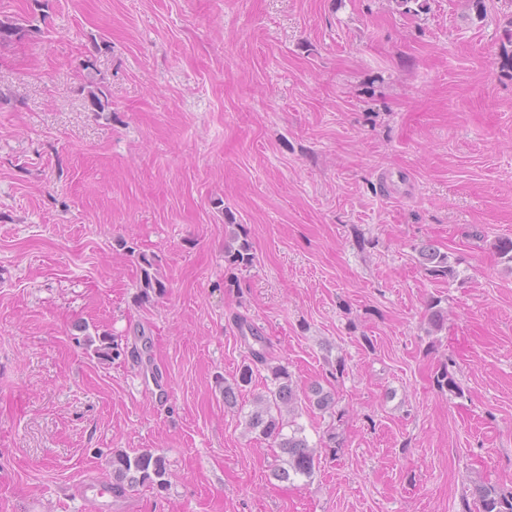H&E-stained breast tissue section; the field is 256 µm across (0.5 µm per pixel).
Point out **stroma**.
I'll return each mask as SVG.
<instances>
[{"label": "stroma", "instance_id": "1", "mask_svg": "<svg viewBox=\"0 0 512 512\" xmlns=\"http://www.w3.org/2000/svg\"><path fill=\"white\" fill-rule=\"evenodd\" d=\"M510 14L0 0L30 23L0 47V512H79L113 453L146 450L168 488L112 512H459L476 487L512 491V265L494 250L512 238ZM91 82L110 111L88 110ZM426 245L457 280L428 275ZM143 254L165 285L147 299ZM241 320L298 391L336 385L335 414L297 418L312 478L273 479L278 449L224 406ZM103 335L109 361L84 343ZM446 362L461 393L434 384ZM224 260L234 268H248L253 261L251 246L249 242L235 234L232 235V242L224 249ZM418 253L420 263L430 276L448 281H454L458 277V259L451 260L448 253L429 246L421 247Z\"/></svg>", "mask_w": 512, "mask_h": 512}]
</instances>
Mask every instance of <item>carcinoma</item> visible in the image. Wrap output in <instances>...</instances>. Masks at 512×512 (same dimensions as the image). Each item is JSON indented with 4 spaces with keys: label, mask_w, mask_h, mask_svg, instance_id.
Returning a JSON list of instances; mask_svg holds the SVG:
<instances>
[{
    "label": "carcinoma",
    "mask_w": 512,
    "mask_h": 512,
    "mask_svg": "<svg viewBox=\"0 0 512 512\" xmlns=\"http://www.w3.org/2000/svg\"><path fill=\"white\" fill-rule=\"evenodd\" d=\"M21 29L22 25L17 19L1 18L0 44L11 40ZM83 93L89 110L111 111V104L97 88L90 85ZM419 257L430 276L450 281L458 277V261L448 253L424 246L419 249ZM224 260L235 268H248L253 261L249 242L232 235V242L224 249ZM140 261L142 277L139 288L142 296L147 298L152 292H162L165 285L158 277L154 261L145 255L140 256ZM446 320L447 314L440 307V301L432 302L428 318L429 335L441 332ZM238 330L247 343L251 358L242 364L232 379L224 381V406L237 408L239 393L252 383L254 370L263 367L268 372L269 384L254 397L251 409L244 413L245 428L247 432L269 441L280 450L279 463L272 470L275 480L290 482L301 477L309 479L316 468V454L295 416L301 403L321 412H334L336 391L315 382L310 384L304 398H299L288 364L272 357L266 337L259 335L251 325L244 322L238 324ZM435 383L441 391L461 392L459 383L446 365L436 374ZM137 485L166 488L169 485V472L165 459L148 451L134 456L124 452L113 454V494L121 497L126 490ZM472 496L475 497L473 503L467 498L463 499L462 512H472L474 507L477 512H512V492L503 493L493 486H480Z\"/></svg>",
    "instance_id": "carcinoma-1"
}]
</instances>
